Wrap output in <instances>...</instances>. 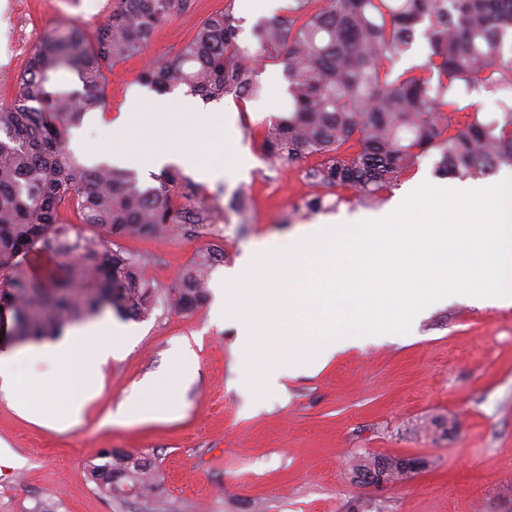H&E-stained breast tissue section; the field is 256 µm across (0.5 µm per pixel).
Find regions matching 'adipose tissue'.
Returning <instances> with one entry per match:
<instances>
[{
	"label": "adipose tissue",
	"mask_w": 512,
	"mask_h": 512,
	"mask_svg": "<svg viewBox=\"0 0 512 512\" xmlns=\"http://www.w3.org/2000/svg\"><path fill=\"white\" fill-rule=\"evenodd\" d=\"M138 128V117L122 116L108 125L106 145L88 148V155L107 156L119 165L141 163L148 168L182 161L185 144L160 131L155 133L148 148L131 149L127 141ZM126 334V329L114 328L111 321L97 320L75 327L56 342L0 354V393L33 419H46V408L51 405L65 414L70 425H79L84 406L95 396L97 387L86 384L80 397H70L74 366H81L90 375L100 373L114 352L115 342L123 340ZM36 359H46L55 365L54 375L42 385L23 378L26 363Z\"/></svg>",
	"instance_id": "1"
}]
</instances>
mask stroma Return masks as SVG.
<instances>
[{
    "label": "stroma",
    "instance_id": "35a3bbf8",
    "mask_svg": "<svg viewBox=\"0 0 512 512\" xmlns=\"http://www.w3.org/2000/svg\"><path fill=\"white\" fill-rule=\"evenodd\" d=\"M108 0H0V102L30 50L48 32L81 26L93 34ZM186 11L155 33L146 57L113 66L106 107L64 130L65 144L82 139L100 145L104 127L134 99L142 111L155 102L187 103L176 91L158 94L142 86L146 58L171 56L190 41L201 20L227 0H189ZM269 65L257 76V97L231 112L210 158L214 177L193 161L179 164L184 177L202 185L206 205L227 215L206 233L168 238L120 237V247L144 259L156 289L155 303L133 318L112 314L134 336L103 366L100 393L82 422H40L0 396V512H512V305L489 306L456 295L431 304L409 331L364 336L321 370L266 381L259 399L237 364L239 330L211 322L213 297L189 311L168 305L165 295L199 250L224 254L208 286L223 285L231 269L259 241L280 247L304 224L327 219L349 224L365 213L352 190L332 188L335 207L299 212L295 203L311 188L299 168L268 171L260 124L281 115L287 97L273 98ZM278 192H269V185ZM243 191L249 222L242 225L228 203ZM195 363L188 378L172 384L176 414L131 425H106L108 410L155 378L171 382L183 346ZM104 448L146 459L155 471L149 499L103 497L88 465ZM419 457L428 467L378 490L357 485L353 456Z\"/></svg>",
    "mask_w": 512,
    "mask_h": 512
}]
</instances>
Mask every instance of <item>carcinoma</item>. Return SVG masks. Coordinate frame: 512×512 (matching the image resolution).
I'll use <instances>...</instances> for the list:
<instances>
[{
    "label": "carcinoma",
    "instance_id": "obj_1",
    "mask_svg": "<svg viewBox=\"0 0 512 512\" xmlns=\"http://www.w3.org/2000/svg\"><path fill=\"white\" fill-rule=\"evenodd\" d=\"M188 0H110L88 38L79 27L47 35L0 103V335L18 342L61 335L104 307L137 316L151 309L155 288L142 260L115 247L125 235L158 237L173 224L199 234L220 216L199 201L202 187L166 169L143 188L129 169L88 166L59 137L70 124L106 106L107 73L144 54L156 30ZM235 0L202 20L172 57L140 73L143 85L205 102L244 101L260 86V62L280 65L288 115L262 125L268 169L303 165L316 187H344L377 205L432 154L440 176H490L512 168V0H288L241 39ZM424 64L392 70L417 39ZM75 75L80 88L64 81ZM502 91L500 112L460 116L462 96L481 87ZM70 207L97 231L70 235L59 209ZM67 262L43 277L27 269L31 253ZM217 255L201 250L167 303L183 311L206 298ZM90 466L108 498L145 496L150 466L112 449ZM416 458L364 455L351 462L361 480L382 470L395 483Z\"/></svg>",
    "mask_w": 512,
    "mask_h": 512
}]
</instances>
